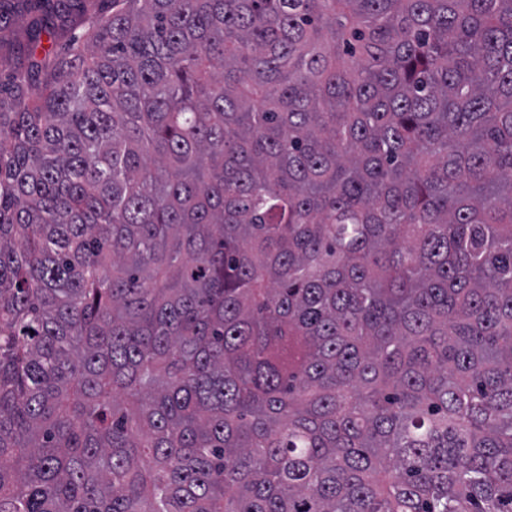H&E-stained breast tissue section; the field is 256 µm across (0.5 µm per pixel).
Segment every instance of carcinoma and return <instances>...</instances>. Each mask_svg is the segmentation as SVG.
<instances>
[{
	"mask_svg": "<svg viewBox=\"0 0 512 512\" xmlns=\"http://www.w3.org/2000/svg\"><path fill=\"white\" fill-rule=\"evenodd\" d=\"M72 2L0 0V512H512V0Z\"/></svg>",
	"mask_w": 512,
	"mask_h": 512,
	"instance_id": "obj_1",
	"label": "carcinoma"
}]
</instances>
